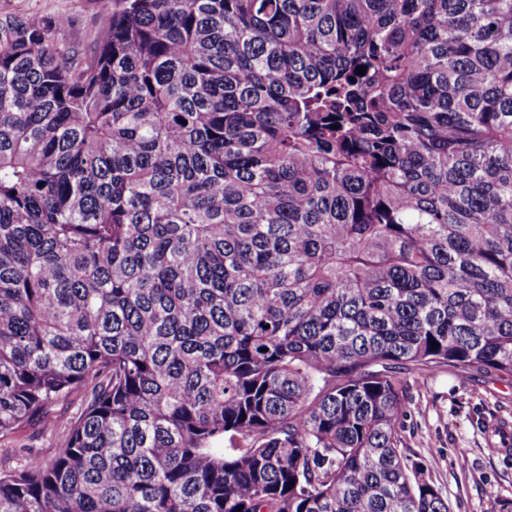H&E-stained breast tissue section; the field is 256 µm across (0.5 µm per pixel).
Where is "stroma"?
Segmentation results:
<instances>
[{"label": "stroma", "mask_w": 512, "mask_h": 512, "mask_svg": "<svg viewBox=\"0 0 512 512\" xmlns=\"http://www.w3.org/2000/svg\"><path fill=\"white\" fill-rule=\"evenodd\" d=\"M104 0H0L1 15H71L80 29L97 21ZM406 453L421 458L450 512H499L512 500V459L492 451L485 425L512 422V381L493 374L462 382L451 367L406 373Z\"/></svg>", "instance_id": "stroma-1"}]
</instances>
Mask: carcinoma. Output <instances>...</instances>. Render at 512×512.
<instances>
[{"label":"carcinoma","mask_w":512,"mask_h":512,"mask_svg":"<svg viewBox=\"0 0 512 512\" xmlns=\"http://www.w3.org/2000/svg\"><path fill=\"white\" fill-rule=\"evenodd\" d=\"M102 15H0V512H449L405 370L512 379V0ZM21 438H25L26 440L23 442L32 447L33 455L40 458H49L58 450L56 440L54 438L46 434H32L31 429H26L22 433L18 434L17 439Z\"/></svg>","instance_id":"obj_1"}]
</instances>
